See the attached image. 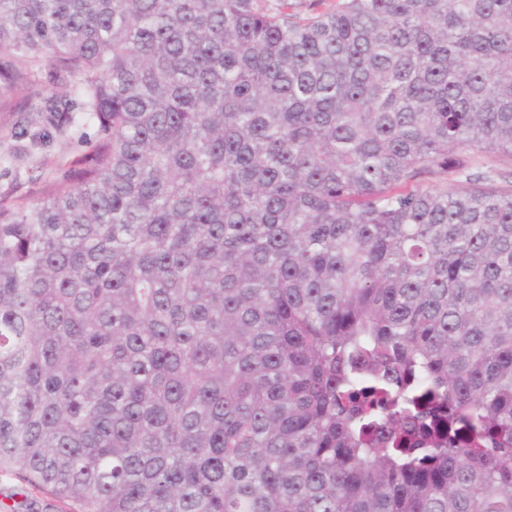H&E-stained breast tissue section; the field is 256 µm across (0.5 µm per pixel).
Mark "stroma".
<instances>
[{"mask_svg": "<svg viewBox=\"0 0 512 512\" xmlns=\"http://www.w3.org/2000/svg\"><path fill=\"white\" fill-rule=\"evenodd\" d=\"M55 60L42 63L34 76L32 93L17 97L11 109L0 111V157L11 158L14 173L0 169V194L37 201L48 193L57 172L66 168L80 152L82 139L95 135L91 126L58 133L34 124L33 110L47 97H61L70 90L68 81L55 77ZM37 500L44 512H74L69 501L55 497L45 489L35 488L17 474L0 473V502L16 505L24 499Z\"/></svg>", "mask_w": 512, "mask_h": 512, "instance_id": "35a3bbf8", "label": "stroma"}]
</instances>
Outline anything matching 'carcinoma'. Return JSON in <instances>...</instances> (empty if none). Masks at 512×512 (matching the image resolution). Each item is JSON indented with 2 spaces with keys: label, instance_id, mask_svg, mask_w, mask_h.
Segmentation results:
<instances>
[{
  "label": "carcinoma",
  "instance_id": "cac0c4a2",
  "mask_svg": "<svg viewBox=\"0 0 512 512\" xmlns=\"http://www.w3.org/2000/svg\"><path fill=\"white\" fill-rule=\"evenodd\" d=\"M0 472L78 512H512V0H0ZM288 12L303 20L318 12L332 9L336 0H288ZM55 59L42 63L33 77V93L19 96L13 101L14 112L6 106L0 112V157H10L18 175L5 173L0 165V194L26 201H37L48 193L57 172L66 168L83 148L81 138L93 139L95 128L83 126L72 128L68 133L59 134L49 127L32 124L37 112H30L41 103L42 98L69 95L68 80L55 78ZM27 133L15 138L14 132ZM41 132V138L33 142L30 134ZM23 148L21 154L12 157L14 149ZM469 173H483L494 180L495 185H506L512 181V161L509 157L494 154L475 155ZM418 186H437L440 188H447L448 191H455L462 193L473 188V184L465 180V176L452 175V174H424L421 178L411 182L408 187L415 188Z\"/></svg>",
  "mask_w": 512,
  "mask_h": 512
}]
</instances>
